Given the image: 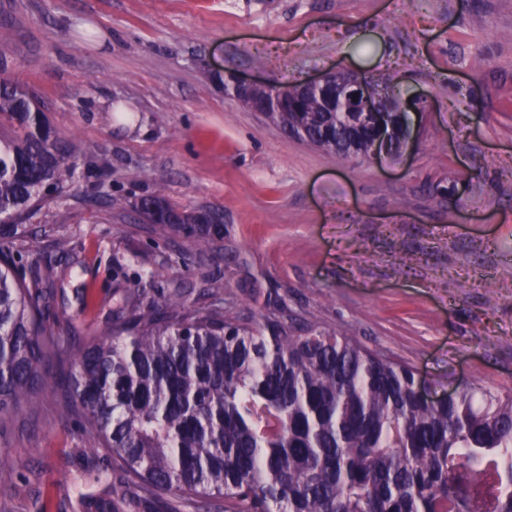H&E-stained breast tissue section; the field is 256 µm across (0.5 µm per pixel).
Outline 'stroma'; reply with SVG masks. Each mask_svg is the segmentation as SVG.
<instances>
[{"label": "stroma", "instance_id": "35a3bbf8", "mask_svg": "<svg viewBox=\"0 0 512 512\" xmlns=\"http://www.w3.org/2000/svg\"><path fill=\"white\" fill-rule=\"evenodd\" d=\"M1 28L8 74L82 145L14 247L25 279L57 273L55 327L106 333L112 255L137 254L155 287L249 320L276 297L433 392L512 394V0H0ZM338 68L423 98L398 153L308 147L224 93L228 71L284 86ZM160 187L223 216V240L157 236L134 203ZM45 372L40 407L0 423V512H72L85 472L112 467Z\"/></svg>", "mask_w": 512, "mask_h": 512}]
</instances>
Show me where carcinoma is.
I'll list each match as a JSON object with an SVG mask.
<instances>
[{
    "instance_id": "1",
    "label": "carcinoma",
    "mask_w": 512,
    "mask_h": 512,
    "mask_svg": "<svg viewBox=\"0 0 512 512\" xmlns=\"http://www.w3.org/2000/svg\"><path fill=\"white\" fill-rule=\"evenodd\" d=\"M385 112H334L293 86L269 118L308 144L371 157L400 145L401 94ZM76 141L51 124L36 92L0 76V217L23 220L69 183ZM141 212L200 248L224 225L161 194ZM172 288H117L109 333L47 327L49 274L28 284L0 247V421L38 406L42 366L64 370L66 408L86 420L84 448L112 456L78 512H512V395L479 386L420 396L414 370L283 313L244 322Z\"/></svg>"
}]
</instances>
